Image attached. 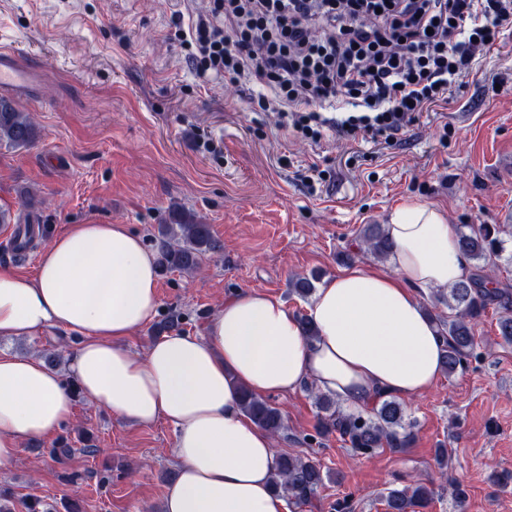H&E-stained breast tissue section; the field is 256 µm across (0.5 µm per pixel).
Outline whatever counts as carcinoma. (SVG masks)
<instances>
[{
	"label": "carcinoma",
	"mask_w": 512,
	"mask_h": 512,
	"mask_svg": "<svg viewBox=\"0 0 512 512\" xmlns=\"http://www.w3.org/2000/svg\"><path fill=\"white\" fill-rule=\"evenodd\" d=\"M37 137L36 127L27 112L7 99H0V144L26 148ZM506 224H464L458 230L459 247L469 261L475 262L469 276L448 291H436V301L448 307V316H435L444 339L443 370L453 375L463 369L475 350V327L491 307L502 310L498 318L499 335L512 343V290L498 287L493 278L497 260L506 251L501 234ZM158 267L161 272L191 274L200 268L207 254H218L223 246L211 228L190 213L180 212L172 224H160ZM361 250L378 259L388 256L390 245L380 224H368L360 233ZM316 279L298 276L291 281L292 293L306 299L315 290ZM183 318L170 313L154 326L158 334L182 330ZM322 412L317 431L321 436L337 434L358 455H373L388 448L402 451L413 445L412 422L406 421L403 404L394 398L377 401L370 413L350 412L335 396L313 391ZM242 408L248 417L271 435L284 429L280 410L262 397L242 394ZM330 473L315 461L283 453L277 456L272 476L274 488L292 503L309 501L322 487ZM433 498V491L423 483L391 488L385 495L388 512H422Z\"/></svg>",
	"instance_id": "obj_1"
}]
</instances>
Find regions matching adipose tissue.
<instances>
[{"label": "adipose tissue", "mask_w": 512, "mask_h": 512, "mask_svg": "<svg viewBox=\"0 0 512 512\" xmlns=\"http://www.w3.org/2000/svg\"><path fill=\"white\" fill-rule=\"evenodd\" d=\"M384 231L386 266H351L323 281L307 309L316 335L277 296L237 291L203 335L171 332L144 353L126 338L159 305L155 257L124 224H75L41 253L34 275L0 267V337L48 327L77 334L68 375L34 354L0 355V468L57 432L75 394L111 415L175 430L163 512H288L271 487L270 435L241 394H288L309 383L365 412L382 396L415 399L438 382L442 338L422 297L468 273L446 212L404 204Z\"/></svg>", "instance_id": "1"}]
</instances>
